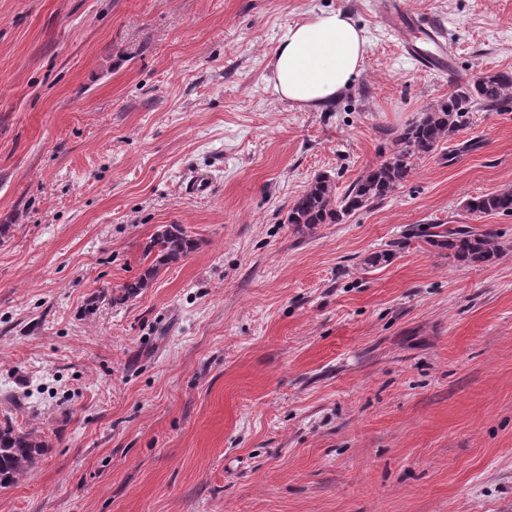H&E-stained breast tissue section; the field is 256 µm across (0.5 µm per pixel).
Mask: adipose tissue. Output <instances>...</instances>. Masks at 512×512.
I'll use <instances>...</instances> for the list:
<instances>
[{
    "instance_id": "ef3b65f1",
    "label": "adipose tissue",
    "mask_w": 512,
    "mask_h": 512,
    "mask_svg": "<svg viewBox=\"0 0 512 512\" xmlns=\"http://www.w3.org/2000/svg\"><path fill=\"white\" fill-rule=\"evenodd\" d=\"M365 32L342 11H319L290 25L270 63L281 98L309 108L331 104L361 72Z\"/></svg>"
}]
</instances>
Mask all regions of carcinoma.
Masks as SVG:
<instances>
[{
  "label": "carcinoma",
  "instance_id": "cac0c4a2",
  "mask_svg": "<svg viewBox=\"0 0 512 512\" xmlns=\"http://www.w3.org/2000/svg\"><path fill=\"white\" fill-rule=\"evenodd\" d=\"M512 92V72L495 71L477 76L459 86L448 99L422 113L397 137L400 148L380 164L359 177L341 197H336L335 184L327 174L318 175L297 197L289 209L286 223L297 231L317 224H340L349 215L375 201H381L402 186L414 170L413 159L434 151L467 124L471 112L490 109ZM466 210L481 216L492 213H512V187L494 193L470 197ZM432 243L452 252L465 264L491 261L498 253L496 234L487 229L472 231L460 226L446 238ZM197 247V242L179 224H167L152 236L145 251L153 261L134 280L121 287V294L112 297L114 303H124L153 287L161 269L176 263ZM48 447L45 437L37 430H23L11 423L0 424V486L10 487L26 477Z\"/></svg>",
  "mask_w": 512,
  "mask_h": 512
}]
</instances>
